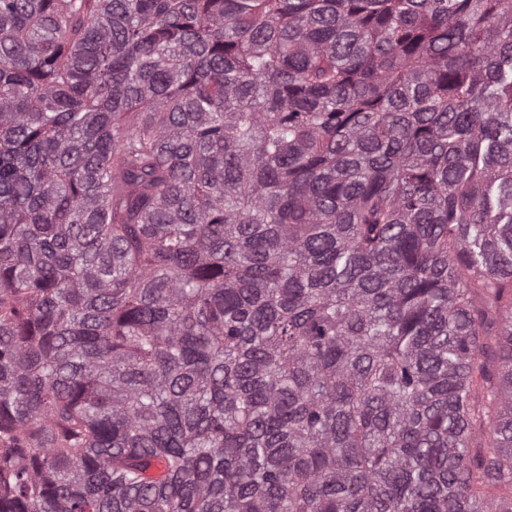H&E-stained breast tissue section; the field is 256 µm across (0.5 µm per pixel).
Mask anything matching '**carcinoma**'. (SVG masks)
<instances>
[{
	"label": "carcinoma",
	"instance_id": "carcinoma-1",
	"mask_svg": "<svg viewBox=\"0 0 512 512\" xmlns=\"http://www.w3.org/2000/svg\"><path fill=\"white\" fill-rule=\"evenodd\" d=\"M0 512H512V0H0Z\"/></svg>",
	"mask_w": 512,
	"mask_h": 512
}]
</instances>
